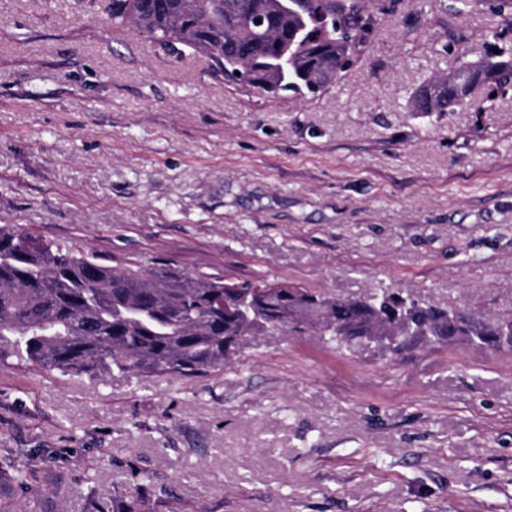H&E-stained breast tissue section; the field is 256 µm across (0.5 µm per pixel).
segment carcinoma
<instances>
[{
    "instance_id": "cac0c4a2",
    "label": "carcinoma",
    "mask_w": 512,
    "mask_h": 512,
    "mask_svg": "<svg viewBox=\"0 0 512 512\" xmlns=\"http://www.w3.org/2000/svg\"><path fill=\"white\" fill-rule=\"evenodd\" d=\"M111 0L112 25L162 49L215 64L224 77L274 94L319 93L340 80L361 41L360 0ZM512 85V58L463 60L413 97L418 112L474 106L475 87ZM485 317L387 288L339 298L285 286L271 293L219 274L109 266L95 255L0 224V364L11 358L64 374L108 378L204 377L239 353L249 334L328 337L339 347L385 342H470L504 347ZM147 498L118 494L97 512H146Z\"/></svg>"
}]
</instances>
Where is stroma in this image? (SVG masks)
<instances>
[{
  "label": "stroma",
  "instance_id": "stroma-1",
  "mask_svg": "<svg viewBox=\"0 0 512 512\" xmlns=\"http://www.w3.org/2000/svg\"><path fill=\"white\" fill-rule=\"evenodd\" d=\"M106 2L0 0V224L113 266L512 313V87H476L480 112L412 104L460 60L512 57V9L364 0L345 76L283 98L113 27ZM118 492L152 512H512V351L269 332L202 378L0 367V512Z\"/></svg>",
  "mask_w": 512,
  "mask_h": 512
}]
</instances>
